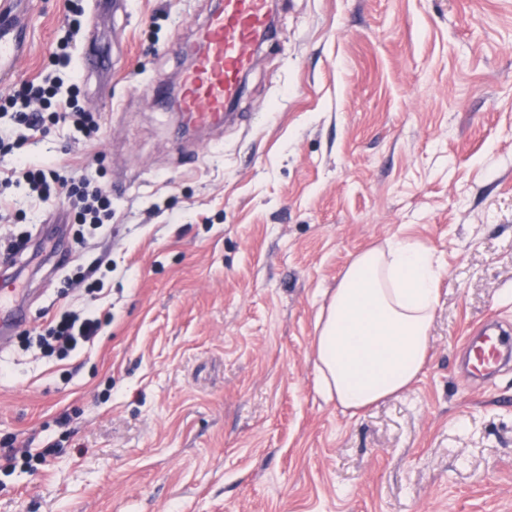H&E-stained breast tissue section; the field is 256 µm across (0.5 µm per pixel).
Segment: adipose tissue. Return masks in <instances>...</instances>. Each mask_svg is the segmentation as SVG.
Wrapping results in <instances>:
<instances>
[{"mask_svg":"<svg viewBox=\"0 0 512 512\" xmlns=\"http://www.w3.org/2000/svg\"><path fill=\"white\" fill-rule=\"evenodd\" d=\"M442 266L396 236L359 253L321 307L315 389L351 412L407 391L427 362Z\"/></svg>","mask_w":512,"mask_h":512,"instance_id":"1","label":"adipose tissue"}]
</instances>
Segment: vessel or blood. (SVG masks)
<instances>
[{"label": "vessel or blood", "instance_id": "b4317fda", "mask_svg": "<svg viewBox=\"0 0 512 512\" xmlns=\"http://www.w3.org/2000/svg\"><path fill=\"white\" fill-rule=\"evenodd\" d=\"M271 0H223L213 12L197 43L185 51L193 66L184 73L178 99L182 126L219 129L227 121V107L242 90V77L252 66L250 49L269 38L272 27ZM29 11L21 0H0V80L17 74V65L30 43ZM22 289L14 283L0 284V335H12L24 321ZM465 345L471 368L489 374L512 355V336L482 330L467 336Z\"/></svg>", "mask_w": 512, "mask_h": 512}]
</instances>
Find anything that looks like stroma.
<instances>
[{
    "instance_id": "35a3bbf8",
    "label": "stroma",
    "mask_w": 512,
    "mask_h": 512,
    "mask_svg": "<svg viewBox=\"0 0 512 512\" xmlns=\"http://www.w3.org/2000/svg\"><path fill=\"white\" fill-rule=\"evenodd\" d=\"M216 0H36L20 77L78 83L105 129L65 124L35 161L90 167L112 221L0 185V245L28 319L0 347V449L47 465L0 473V512H512V368L462 367L487 319L512 327V0H276L238 121L175 141L143 94L179 82ZM104 47L107 69L80 60ZM54 229L70 249L38 251ZM392 236L433 250L440 303L411 390L357 414L315 391L318 311L350 261ZM111 313L67 357L32 339L89 301Z\"/></svg>"
}]
</instances>
